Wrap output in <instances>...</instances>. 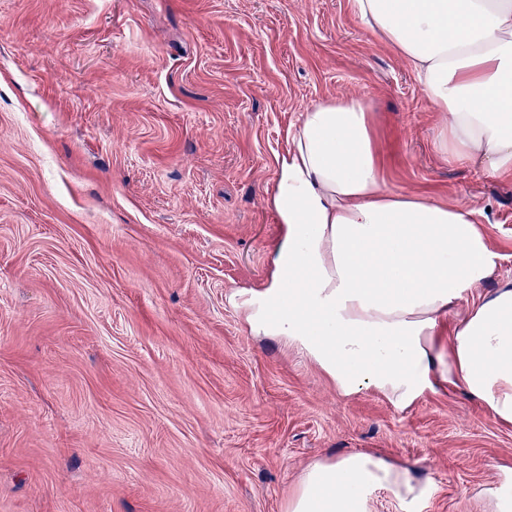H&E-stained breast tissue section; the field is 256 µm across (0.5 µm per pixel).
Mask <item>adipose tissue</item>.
<instances>
[{"label": "adipose tissue", "instance_id": "ef3b65f1", "mask_svg": "<svg viewBox=\"0 0 512 512\" xmlns=\"http://www.w3.org/2000/svg\"><path fill=\"white\" fill-rule=\"evenodd\" d=\"M354 4L444 112V155L512 176V0ZM268 204L284 226L267 293L281 313L259 312L258 330L300 347L342 395L407 407L448 386L512 425V282L486 288L502 256L469 208L384 187L364 97L299 113ZM380 488L425 493L409 467L352 453L309 466L288 512H369Z\"/></svg>", "mask_w": 512, "mask_h": 512}]
</instances>
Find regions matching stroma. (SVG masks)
I'll list each match as a JSON object with an SVG mask.
<instances>
[{
	"label": "stroma",
	"instance_id": "1",
	"mask_svg": "<svg viewBox=\"0 0 512 512\" xmlns=\"http://www.w3.org/2000/svg\"><path fill=\"white\" fill-rule=\"evenodd\" d=\"M370 106L384 184L465 205L512 281V177L454 165L353 0H0V512H287L379 452L429 512H497L512 425L461 390L345 397L249 316L308 105Z\"/></svg>",
	"mask_w": 512,
	"mask_h": 512
}]
</instances>
